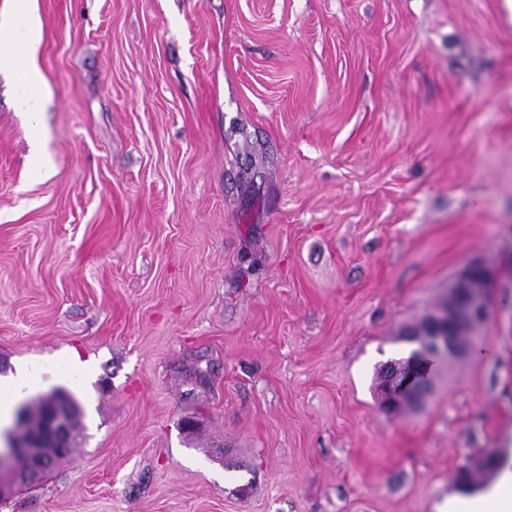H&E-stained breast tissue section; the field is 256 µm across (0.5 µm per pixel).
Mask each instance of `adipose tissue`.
Listing matches in <instances>:
<instances>
[{"label": "adipose tissue", "mask_w": 512, "mask_h": 512, "mask_svg": "<svg viewBox=\"0 0 512 512\" xmlns=\"http://www.w3.org/2000/svg\"><path fill=\"white\" fill-rule=\"evenodd\" d=\"M18 4L25 11L22 20L0 30V70L17 72V104L21 111L35 118L42 110L43 76L35 61L41 24L28 11V0H18ZM436 512H512V471H504L472 496L449 495L438 504Z\"/></svg>", "instance_id": "1"}]
</instances>
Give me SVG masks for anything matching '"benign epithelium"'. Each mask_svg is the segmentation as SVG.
I'll return each mask as SVG.
<instances>
[{"label":"benign epithelium","instance_id":"1","mask_svg":"<svg viewBox=\"0 0 512 512\" xmlns=\"http://www.w3.org/2000/svg\"><path fill=\"white\" fill-rule=\"evenodd\" d=\"M486 267L479 262L466 265L449 284L459 289L456 298L435 312L433 320L425 327L408 333L412 342H424L428 354L432 356L464 357L472 348V343H460L455 339L454 329L459 324L469 323L480 329L488 320L490 306L487 300ZM417 376L400 368L384 369L377 386L379 399L386 412L397 413L405 406L425 400L423 387L416 384ZM50 445L64 453L70 448V435L62 415L49 416L47 430L23 441H13L0 455V496L10 488H17L38 481L46 470V459L40 448ZM15 454L28 456L32 467L26 473L16 472L6 461Z\"/></svg>","mask_w":512,"mask_h":512}]
</instances>
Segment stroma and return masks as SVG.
I'll return each instance as SVG.
<instances>
[{"label": "stroma", "mask_w": 512, "mask_h": 512, "mask_svg": "<svg viewBox=\"0 0 512 512\" xmlns=\"http://www.w3.org/2000/svg\"><path fill=\"white\" fill-rule=\"evenodd\" d=\"M30 8L39 132L0 73V374L83 417L0 512H434L464 463L512 461L503 0ZM472 262L480 352L385 413L378 366ZM55 406L65 412V416L70 418L72 431L76 433L79 426L80 406L75 398L64 389L54 391Z\"/></svg>", "instance_id": "35a3bbf8"}]
</instances>
